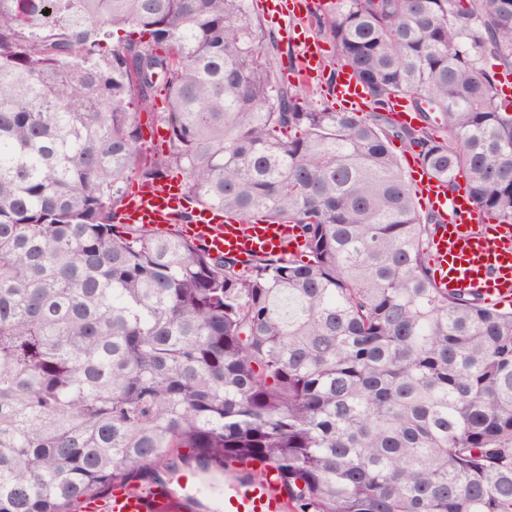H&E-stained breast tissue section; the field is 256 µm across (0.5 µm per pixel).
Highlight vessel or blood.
<instances>
[{"label": "vessel or blood", "mask_w": 512, "mask_h": 512, "mask_svg": "<svg viewBox=\"0 0 512 512\" xmlns=\"http://www.w3.org/2000/svg\"><path fill=\"white\" fill-rule=\"evenodd\" d=\"M293 80L313 85L322 71V48L318 41L304 39L294 56ZM337 102L352 112L364 111L365 89L349 73L336 75ZM415 192L438 219L431 242L432 268L437 288L455 294L475 292L485 302L512 299V225L488 223L463 193L449 195L444 183L416 170ZM181 179L167 181L162 188L134 185L126 198L130 223L154 229L166 228L185 207ZM189 237L204 241L213 251L249 259L287 251L294 231L285 224H241L227 217L216 219L209 210L196 211L186 226ZM195 483L180 482L177 491H145L117 486L107 495L84 498L81 512H182L194 502ZM223 512H285V500L273 481L238 480L224 493Z\"/></svg>", "instance_id": "b4317fda"}]
</instances>
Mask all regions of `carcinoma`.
I'll return each mask as SVG.
<instances>
[{
  "label": "carcinoma",
  "mask_w": 512,
  "mask_h": 512,
  "mask_svg": "<svg viewBox=\"0 0 512 512\" xmlns=\"http://www.w3.org/2000/svg\"><path fill=\"white\" fill-rule=\"evenodd\" d=\"M312 16L369 117L277 79L249 0H0V512L191 460L259 461L287 512H512V309L436 288L391 148L512 224V0ZM174 172L304 258L126 223Z\"/></svg>",
  "instance_id": "obj_1"
}]
</instances>
